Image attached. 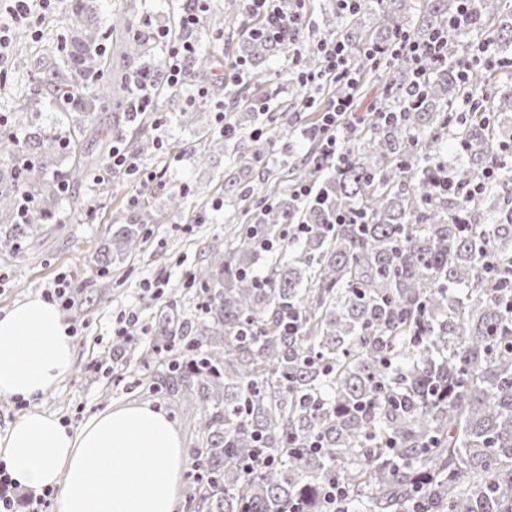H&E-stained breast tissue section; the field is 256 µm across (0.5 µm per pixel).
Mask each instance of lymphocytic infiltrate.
Returning a JSON list of instances; mask_svg holds the SVG:
<instances>
[{
	"instance_id": "1",
	"label": "lymphocytic infiltrate",
	"mask_w": 512,
	"mask_h": 512,
	"mask_svg": "<svg viewBox=\"0 0 512 512\" xmlns=\"http://www.w3.org/2000/svg\"><path fill=\"white\" fill-rule=\"evenodd\" d=\"M210 2L184 0L179 16V30L175 33L169 27L153 23L152 19L143 22L144 33L167 47V86L176 91H185V103L189 106L200 100H211L209 85L197 84L191 88L186 85L188 69L198 56L193 32L209 12ZM64 4L65 0H0V85L5 84L8 77L5 63L13 51L16 32L23 28H33L46 14H62ZM303 7L304 0H244L246 15L259 21L257 27L250 29V36L286 47L295 46L303 22ZM317 49L323 56V67L317 72L295 67V79L300 87L307 89L328 81L357 87L359 74L347 59L343 43L323 40L318 42ZM211 102L221 132L227 136L235 135V128L226 120L223 101ZM354 104L355 100L350 96L334 98L321 105L317 104L315 98L304 99V108L311 109L317 105L322 108L321 123L303 128L301 135L306 139L317 140L323 159L335 161L342 158L344 144L358 125L353 117ZM116 174L132 177L141 187L152 192L166 187L164 171L142 168L129 146L119 140L113 142L109 157L99 173L94 175L93 182L104 184Z\"/></svg>"
}]
</instances>
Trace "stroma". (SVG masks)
I'll return each instance as SVG.
<instances>
[{
	"mask_svg": "<svg viewBox=\"0 0 512 512\" xmlns=\"http://www.w3.org/2000/svg\"><path fill=\"white\" fill-rule=\"evenodd\" d=\"M95 4L98 26L104 33L117 15L131 13V23L136 26L146 15L176 19L182 7L180 0H95ZM39 28L42 36L33 42L25 66L20 68L12 62L8 68L12 79L32 88L31 97L22 102L24 110L45 113L49 104L48 93L41 87V47L56 42L64 24L48 17ZM196 38L213 59L204 68L190 66V80L211 82L213 94L223 99L228 113H237V105L225 97L224 90L234 84L231 65L240 56L243 31H225L211 15L198 28ZM292 67L289 55L268 58L260 64L259 74L245 83L246 91L271 98L280 109L261 115L259 121L245 122L237 138H224L208 107L193 125L166 124V150L150 149L140 154L139 161L147 168H166L173 188L184 192L185 205L172 211L163 195L151 196L147 209L153 219L142 229L140 248L123 262L105 266L103 254L113 225L129 223L137 213L130 199L139 185L126 177L112 179L94 196L89 193V180H80L74 190L80 198H93L94 212L74 211L69 204H62L58 222L40 225L34 236L22 242L20 250L0 249V313L26 296L43 293L49 283L62 276L77 294L75 306L63 313L75 337L74 365L38 401L39 409L76 427L106 407L149 402L176 421L188 447H197L199 404L172 394L161 377L165 367L161 355L168 352L170 343L161 334L160 320L174 310L187 316L195 314L200 288L193 278L206 264L210 251L223 249L225 238L240 224L237 206L224 191L225 171H244L251 184L260 183L267 189L286 183L287 168L273 166L270 157L253 158L250 152L239 149V142L249 141L258 128H283L287 134L273 140V154L294 160L307 153L310 143L300 137L299 130L318 123L321 114L303 109L302 90L291 76ZM118 113L116 106H107L86 129L92 164L102 160L100 135L119 137L130 145L154 138L150 118L120 123ZM199 149L209 153V164L195 163L194 153ZM147 283L158 285V294L145 292ZM132 310L140 313L137 336L130 342L118 341L112 329Z\"/></svg>",
	"mask_w": 512,
	"mask_h": 512,
	"instance_id": "stroma-1",
	"label": "stroma"
}]
</instances>
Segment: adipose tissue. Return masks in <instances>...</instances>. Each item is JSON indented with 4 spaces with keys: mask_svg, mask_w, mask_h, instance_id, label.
<instances>
[{
    "mask_svg": "<svg viewBox=\"0 0 512 512\" xmlns=\"http://www.w3.org/2000/svg\"><path fill=\"white\" fill-rule=\"evenodd\" d=\"M75 342L56 304L32 295L0 314V396L33 401L70 373ZM190 450L148 403L107 408L79 427L34 409L0 437V468L53 492L52 512H178Z\"/></svg>",
    "mask_w": 512,
    "mask_h": 512,
    "instance_id": "adipose-tissue-1",
    "label": "adipose tissue"
}]
</instances>
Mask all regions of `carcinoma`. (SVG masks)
Masks as SVG:
<instances>
[{
    "instance_id": "1",
    "label": "carcinoma",
    "mask_w": 512,
    "mask_h": 512,
    "mask_svg": "<svg viewBox=\"0 0 512 512\" xmlns=\"http://www.w3.org/2000/svg\"><path fill=\"white\" fill-rule=\"evenodd\" d=\"M459 0H367L349 20L325 13L328 36L343 42L362 72L365 48L388 47L409 30L418 43L448 32L444 58L426 65L416 107L413 69L390 62L385 96L358 125L332 168L312 151L291 161L295 183L316 182L318 199L282 190L271 206L232 177L225 190L246 230L212 251L198 273L203 294L193 319L165 316L164 331L187 351L167 363L171 389L199 402L194 512H291L321 501L334 472L347 491L338 512H512V171L489 183L487 169L512 141V78L477 66L458 77L457 61L476 43L448 29ZM70 27L50 46L62 70L51 74L58 116L47 127L28 112L11 120L20 140L0 135V225L30 236L59 202L81 207L62 187L87 171L84 130L102 97L77 77L100 73L105 97L121 103L125 73L100 49L89 0H72ZM378 31L356 32L364 11ZM221 23L243 26L239 0H224ZM498 25L496 53L512 57V12L501 0H474L469 27ZM251 65L284 51L251 38ZM147 54L123 39L122 56ZM481 93V112L452 123L450 105ZM379 112H401L386 122ZM465 141L462 154L444 140ZM68 167L59 169V161ZM38 199L18 213L17 169ZM450 176L461 184L442 193ZM486 184L471 198L468 187ZM139 221L119 224L106 261L142 243ZM270 264L256 277L254 265ZM256 448L269 457L247 470Z\"/></svg>"
}]
</instances>
